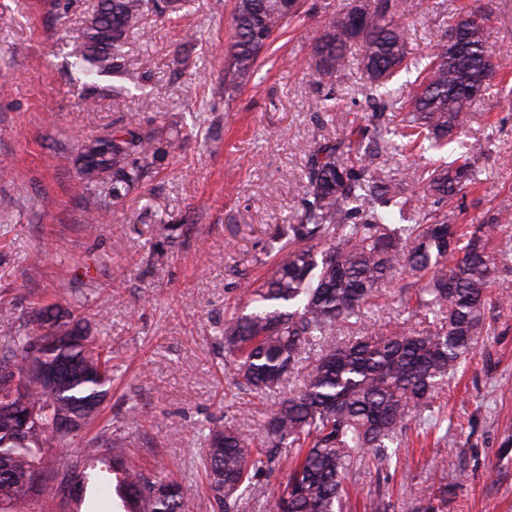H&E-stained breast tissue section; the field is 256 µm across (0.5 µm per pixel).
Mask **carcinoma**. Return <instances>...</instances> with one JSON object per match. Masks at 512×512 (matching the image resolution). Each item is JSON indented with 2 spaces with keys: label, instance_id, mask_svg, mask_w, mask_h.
<instances>
[{
  "label": "carcinoma",
  "instance_id": "obj_1",
  "mask_svg": "<svg viewBox=\"0 0 512 512\" xmlns=\"http://www.w3.org/2000/svg\"><path fill=\"white\" fill-rule=\"evenodd\" d=\"M187 0H98L86 17L74 65L101 76L138 83L145 72L126 63V39L145 31L148 15L179 13ZM300 0H234L233 43L224 64V91H234L258 67L262 52L298 16ZM407 0H345L312 47L315 71L337 74L359 68L374 90L369 100L391 94L387 84L411 54ZM488 16L467 13L453 20L411 83L402 130L372 119L310 154L304 196L294 223L276 228L269 248L279 260L273 275L249 291L253 307L224 319V353L239 386L275 393L292 375L301 384L275 400L264 424L267 447L252 449L233 424L204 433L202 463L216 512H235L238 500L269 463L288 452L286 482L274 493L270 512H341L348 484L366 458L401 461L411 424L434 413L435 397L478 346L484 310L497 285L496 259L487 251L491 224L461 230L446 211L412 207L415 196L440 204L475 188L470 152L433 163L409 190L379 159L400 145L428 142L440 150L472 119L471 107L491 86L498 63L486 45ZM183 145L153 131L115 124L82 146L80 176L102 200L123 201L164 162L178 161ZM414 211L413 223L390 224V212ZM403 282L408 316L345 341L336 331L369 312L381 289ZM60 334L69 341L49 342ZM55 364L64 381L49 388L28 374L30 357ZM0 505L27 496L55 497L57 476L40 484L44 445L64 448L74 435H58L63 413L77 418L76 432L96 421L99 402L112 383V355L79 320L63 321L56 308L35 305L26 329L0 344ZM318 350L313 363L308 351ZM129 435L105 437L93 452L121 473L115 486L123 512H186L182 480L173 472L149 477L124 453Z\"/></svg>",
  "mask_w": 512,
  "mask_h": 512
}]
</instances>
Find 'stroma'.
I'll use <instances>...</instances> for the list:
<instances>
[{"label":"stroma","mask_w":512,"mask_h":512,"mask_svg":"<svg viewBox=\"0 0 512 512\" xmlns=\"http://www.w3.org/2000/svg\"><path fill=\"white\" fill-rule=\"evenodd\" d=\"M409 69L424 64L461 12L489 17L500 64L462 139L476 157L478 188L445 208L461 224H492L512 211V0H408ZM96 0H0V339L22 329L33 303L85 319L112 353V386L66 456L47 451L46 473L83 460L117 429L138 442L137 462L181 471L190 512H212L199 458L202 425L233 419L254 443L270 397L238 388L224 361V316L245 308V286L269 277L268 244L292 223L311 152L362 124L357 67L317 74L311 50L341 0H306V12L262 56L256 73L224 91L232 41L230 0H192L187 15L152 16L133 33L139 87L75 67L70 51ZM195 39H187V31ZM334 92L333 111L315 109ZM161 103L152 111L150 102ZM133 123L186 137L179 166L159 169L90 229L97 206L78 173L82 144ZM178 227L164 245L158 218ZM440 424L409 431L407 467L372 463L353 478L348 512L389 497L390 512H420L448 487L445 512H512V306L490 302L473 357L440 390ZM139 425H127L129 407Z\"/></svg>","instance_id":"obj_1"}]
</instances>
